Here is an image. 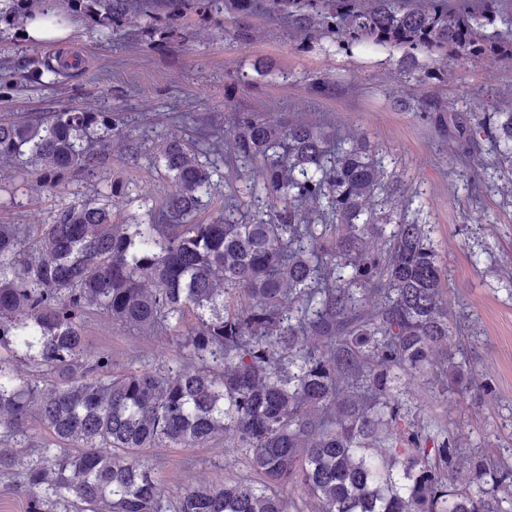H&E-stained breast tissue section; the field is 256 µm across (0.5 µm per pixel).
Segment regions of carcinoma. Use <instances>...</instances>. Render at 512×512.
I'll return each instance as SVG.
<instances>
[{"mask_svg":"<svg viewBox=\"0 0 512 512\" xmlns=\"http://www.w3.org/2000/svg\"><path fill=\"white\" fill-rule=\"evenodd\" d=\"M288 28L346 55L367 47L400 54L408 79L437 55L495 57L512 38L502 0L457 7L449 0H269ZM67 7L119 30L139 0H67ZM35 0H0V20L23 27ZM76 56L37 62L33 75H72ZM423 121L448 133L439 98L422 99ZM102 136H90L93 128ZM230 159L260 166L272 194L266 218L224 208L194 224L219 154L202 129L200 151L179 140L155 157L177 185L150 224H116L97 199L60 211L51 224H0V429L51 443L23 462L28 512H290L282 496L299 485L317 512H503L499 470L475 458L473 493L448 490L449 443L430 451L428 430L405 421L396 382L448 353L451 326L443 272L426 225L407 216L379 223L384 170L362 142L296 122L272 125L234 112ZM131 138L122 112L68 108L0 119V160L28 156L40 183L96 177L110 138ZM512 163V112L489 93L455 126L450 161L467 164L481 142ZM384 298L365 308V292ZM136 329L178 333L191 363L162 372L112 374V353H86L85 315ZM194 318L181 331L186 316ZM308 334L321 348L300 343ZM29 361L49 376L24 378ZM393 448L367 453L380 436ZM227 438L251 454L256 481L193 487L167 504L148 448H204Z\"/></svg>","mask_w":512,"mask_h":512,"instance_id":"obj_1","label":"carcinoma"}]
</instances>
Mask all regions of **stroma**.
<instances>
[{"label": "stroma", "mask_w": 512, "mask_h": 512, "mask_svg": "<svg viewBox=\"0 0 512 512\" xmlns=\"http://www.w3.org/2000/svg\"><path fill=\"white\" fill-rule=\"evenodd\" d=\"M70 22L67 40L41 44L0 21V117L71 106L121 112L144 136L148 155L130 163L127 141L113 140L101 176L53 190L39 186L27 158L0 163V224H50L61 210L94 198L111 204L115 223H148L151 207L176 190L152 157L172 139L196 144L198 124L226 132L233 112L366 137L386 171L391 219L412 208L432 228L448 314L458 328L450 354L464 375L483 383L477 393L445 387L432 374L404 378L397 383L399 398L409 420L430 424L437 438L453 437L457 452L449 476L455 487L472 478V453L512 467V185L500 178L487 150L477 176L452 172L445 138L412 110L418 99L435 95L452 121L486 90L512 110V70L443 56L416 82L405 78L394 55L302 47L281 19L262 9L204 16L190 10L173 25L164 14L150 22L137 12L116 35L84 15ZM242 25L250 27L251 40L235 38ZM62 51L82 59L78 76L29 82L25 62ZM212 180L196 216L205 224L237 199L241 185L222 165ZM85 339L88 353L111 352L118 374L162 369L178 354L175 337L143 333L100 313L87 315ZM145 459L171 500L229 476L255 477L244 449L217 444L153 448Z\"/></svg>", "instance_id": "stroma-1"}]
</instances>
